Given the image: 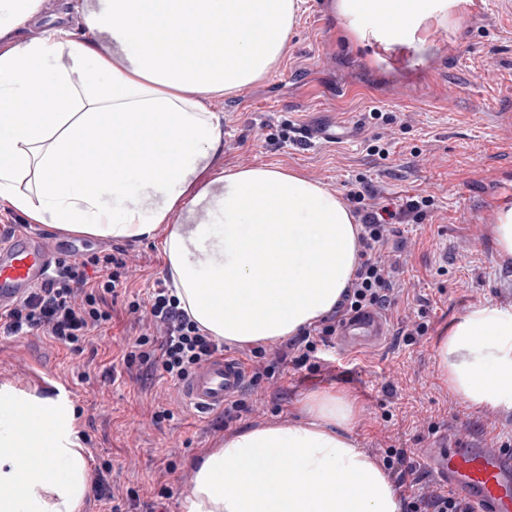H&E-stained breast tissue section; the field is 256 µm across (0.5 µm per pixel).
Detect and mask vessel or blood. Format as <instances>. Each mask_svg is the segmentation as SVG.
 Returning a JSON list of instances; mask_svg holds the SVG:
<instances>
[{
  "instance_id": "vessel-or-blood-1",
  "label": "vessel or blood",
  "mask_w": 512,
  "mask_h": 512,
  "mask_svg": "<svg viewBox=\"0 0 512 512\" xmlns=\"http://www.w3.org/2000/svg\"><path fill=\"white\" fill-rule=\"evenodd\" d=\"M82 246L64 238L18 229L0 238V311L10 308L43 284L60 257L80 258ZM386 334L379 313L368 311L348 319L339 329L337 344L345 350H363ZM246 382L242 363L228 355L216 356L195 369L181 386L186 403L197 413L223 410ZM430 471L449 492L464 496L474 512H512V448H480L468 437L448 446L422 449Z\"/></svg>"
}]
</instances>
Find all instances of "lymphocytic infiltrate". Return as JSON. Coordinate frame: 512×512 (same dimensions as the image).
Returning <instances> with one entry per match:
<instances>
[{
  "instance_id": "1",
  "label": "lymphocytic infiltrate",
  "mask_w": 512,
  "mask_h": 512,
  "mask_svg": "<svg viewBox=\"0 0 512 512\" xmlns=\"http://www.w3.org/2000/svg\"><path fill=\"white\" fill-rule=\"evenodd\" d=\"M354 214L360 223L359 265L336 308L282 343L277 359H270L264 346H256L248 358V386L274 377L283 361L295 368L321 369L334 361L332 338L338 325L364 309L385 310L393 303L394 272L384 265L381 251L393 225L422 220L433 207L428 196H414L401 206L381 202L370 184L351 192ZM130 259L127 249L115 247L93 253L79 261L59 260L48 280L13 307L0 312V333L19 336L40 332L66 347L82 352L94 333L112 318L106 297L122 287ZM127 312L145 321L124 356L126 365H139L144 377L163 371L171 380H185L198 366L223 354V340L201 329L168 288L154 289L145 301H131ZM405 512H473L472 505L448 492H405Z\"/></svg>"
}]
</instances>
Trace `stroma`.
<instances>
[{
    "label": "stroma",
    "mask_w": 512,
    "mask_h": 512,
    "mask_svg": "<svg viewBox=\"0 0 512 512\" xmlns=\"http://www.w3.org/2000/svg\"><path fill=\"white\" fill-rule=\"evenodd\" d=\"M66 2L41 0L38 23L0 29V50L59 22L83 40L79 16ZM486 2L480 16L432 22L425 52L393 46L382 55L374 43L345 35L336 0H305L288 50L267 78L204 102L224 129L216 169L274 165L342 198L363 178L397 204L433 197L435 209L420 223L396 225L386 244L384 257L399 272L381 344L318 372L285 367L261 382L249 410L233 420L198 414L180 382L159 376L146 384L120 362L137 332L126 304L168 281L162 229L149 242L124 241L136 257L128 286L109 298L112 322L83 353L37 333L0 335V385L41 397L65 389L90 471L112 465L113 499L88 493L81 512H180L203 454L246 427L305 421V400L319 390L353 397L359 448L377 462L388 447L403 449L425 492L439 484L420 449L463 433L483 448L512 441V410L471 406L450 390L437 361L440 336L470 308L512 307V258H502L494 244L499 210L512 203V7ZM450 85L457 94L448 101ZM374 112L397 121L374 124ZM285 121L299 128L346 121L350 128L339 139L304 146L271 140ZM376 135L389 143L388 156L367 150L366 139ZM419 322L427 323L426 336L406 344L400 329ZM160 405L173 419L152 421ZM164 485L172 490L166 498L158 495ZM130 487L141 489L138 503L127 498Z\"/></svg>",
    "instance_id": "1"
}]
</instances>
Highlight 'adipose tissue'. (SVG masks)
<instances>
[{"instance_id": "1", "label": "adipose tissue", "mask_w": 512, "mask_h": 512, "mask_svg": "<svg viewBox=\"0 0 512 512\" xmlns=\"http://www.w3.org/2000/svg\"><path fill=\"white\" fill-rule=\"evenodd\" d=\"M465 0H337L360 42L422 51L432 22ZM303 0H100L88 38L62 24L0 52V198L73 234L163 243L173 295L229 345L297 335L333 310L359 264L345 202L277 166L214 171L224 131L201 101L262 81L282 59ZM151 40L139 37L142 28ZM198 34L187 41L186 31ZM110 35L112 49L97 39ZM85 162L63 167L75 147ZM450 389L512 409V308L475 307L440 339ZM47 418H24L25 409ZM308 418L225 437L205 454L181 512H403L386 473L358 446L356 402L331 390ZM0 512H81L89 469L63 399L0 385ZM45 455L26 477L19 449ZM291 462L288 472L278 458ZM350 486L336 493L338 477Z\"/></svg>"}]
</instances>
